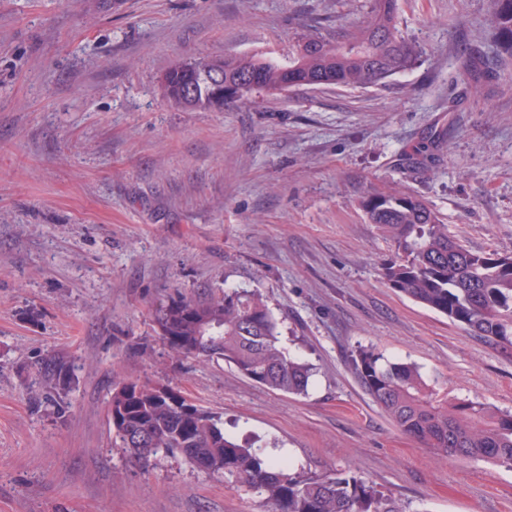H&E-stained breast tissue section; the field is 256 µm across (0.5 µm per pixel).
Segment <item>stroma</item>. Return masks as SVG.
<instances>
[{"mask_svg": "<svg viewBox=\"0 0 512 512\" xmlns=\"http://www.w3.org/2000/svg\"><path fill=\"white\" fill-rule=\"evenodd\" d=\"M495 0H398L411 70L366 88L254 94L224 111L162 100L190 56L287 59L351 0H0V512H266L180 455L118 448L116 380L174 389L307 476L356 475L402 512H512V467L437 456L359 382L357 351L417 364L435 392L512 411L503 353L390 288L397 257L360 201L399 186L474 252L512 254V53ZM487 70L453 90L465 49ZM258 290L306 394L217 357L171 354V298ZM74 383L45 404L41 362Z\"/></svg>", "mask_w": 512, "mask_h": 512, "instance_id": "obj_1", "label": "stroma"}]
</instances>
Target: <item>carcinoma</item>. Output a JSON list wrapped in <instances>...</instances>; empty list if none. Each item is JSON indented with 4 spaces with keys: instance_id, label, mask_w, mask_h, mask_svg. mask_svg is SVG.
<instances>
[{
    "instance_id": "cac0c4a2",
    "label": "carcinoma",
    "mask_w": 512,
    "mask_h": 512,
    "mask_svg": "<svg viewBox=\"0 0 512 512\" xmlns=\"http://www.w3.org/2000/svg\"><path fill=\"white\" fill-rule=\"evenodd\" d=\"M491 27L512 52V0H498ZM419 56V48L397 27V0H370L362 19L334 40L313 29L301 33L286 63L258 55L218 59L224 79L249 82L240 94L225 99L209 83L208 57L174 63L164 73L160 94L182 109L222 111L245 102L256 89L277 96L320 85H380L411 69ZM362 207L400 251L399 259L383 269L389 287L512 351V255L463 247L448 236V225L434 210L410 193L375 192L363 198ZM154 318L176 356L196 354L209 343L212 355L261 386L296 395L308 390L310 364L281 347L278 320L256 290L228 288L219 300L172 299L156 307ZM353 366L361 385L404 435L450 459L512 466V413L480 401L440 398L419 366L386 360L372 350L360 351ZM41 375L55 387L70 382L68 363L56 356L45 360ZM108 411L118 417L112 429L120 447L137 460L149 458L138 455L127 436L144 433L151 456L177 452L200 472L255 489L265 496L269 512H400L391 497L356 476L290 473L287 460L226 434L220 417L192 406L181 410L148 383H117Z\"/></svg>"
}]
</instances>
